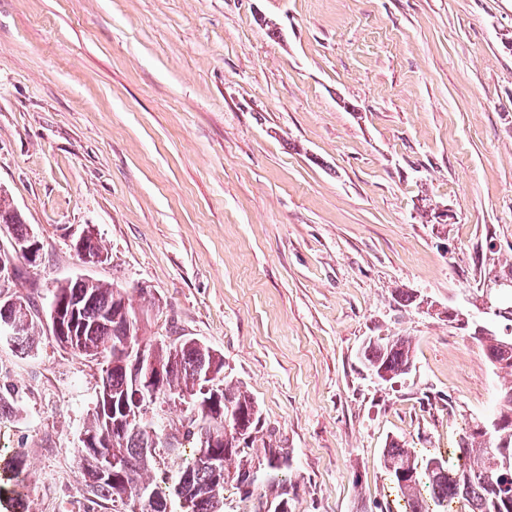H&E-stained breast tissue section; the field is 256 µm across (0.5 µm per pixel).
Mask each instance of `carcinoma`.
<instances>
[{"mask_svg":"<svg viewBox=\"0 0 512 512\" xmlns=\"http://www.w3.org/2000/svg\"><path fill=\"white\" fill-rule=\"evenodd\" d=\"M10 219L13 224L12 237L22 239L28 236L30 227L22 215L6 199L0 197V220ZM66 295L79 304L82 313V337L84 344L102 349L106 369L99 384L96 401L83 435L92 438L96 447L82 444L77 448L78 465L81 472V486L88 502L112 503L113 512H129L124 496L135 497L146 503L155 499L156 508L146 512H170L168 501L175 495L177 487L190 483L199 489L193 497L192 506L185 512H224V476L216 473L211 465L198 455L186 462L179 471L177 481L162 486L148 478L161 461L179 454L182 437L200 441L204 435L224 434V423L218 412L204 404L203 387L209 383L204 371L223 354L199 343L193 338L178 336L169 342L146 343L144 354L168 367L164 392L160 396L143 400L142 405L151 410L150 420L130 424L123 434L113 435L109 412L125 402L133 406V387L136 370L132 364L114 365L109 360L111 344L123 339L139 346L140 319L134 307H129L132 321L113 306L115 288L99 280L77 278L59 283L53 297ZM10 318L22 324V334L16 337L12 346L16 352L25 355L32 351L35 341V327L40 322L39 310L33 301H28L25 310H13L0 303V322ZM488 363L496 369L512 373V338L499 334L483 335L478 338ZM364 364L375 371H381L394 380L408 373L413 364L410 345L403 337L394 336L383 342L368 343L362 354ZM215 386L223 387L221 395L235 407L247 412L243 444L231 440L220 444L219 454L224 448L232 447L231 458H238L242 451L254 442L255 434L262 428L261 414L253 398L241 386L226 380L224 371H219ZM177 408L178 421L168 418V412ZM494 417L512 418V384L503 385L498 393ZM459 456L455 468L436 456L427 458L424 476H417V459L409 449L397 441L384 449L385 466L398 486L406 492L407 512H436L450 499L464 503L467 512H509L503 500L504 489L497 481L499 474L512 475V433L506 437L487 436L467 430L458 448ZM269 481L279 479L288 457L277 455V449L266 450ZM119 456L125 460L121 470L122 479L100 478L95 474L98 457ZM25 463L19 453H14L0 468L4 482L0 483V500L5 499L12 512H26L21 487V475Z\"/></svg>","mask_w":512,"mask_h":512,"instance_id":"1","label":"carcinoma"}]
</instances>
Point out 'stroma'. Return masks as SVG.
Returning a JSON list of instances; mask_svg holds the SVG:
<instances>
[{"mask_svg": "<svg viewBox=\"0 0 512 512\" xmlns=\"http://www.w3.org/2000/svg\"><path fill=\"white\" fill-rule=\"evenodd\" d=\"M0 192L42 246L13 290L114 283L144 340L223 354L263 419L254 494L227 481L224 512H404L387 445L452 460L512 381L393 300L472 311L512 268V0H0ZM88 230L104 263L76 254ZM391 336L414 363L384 382L362 350ZM101 369L44 330L0 342L28 512H84Z\"/></svg>", "mask_w": 512, "mask_h": 512, "instance_id": "obj_1", "label": "stroma"}]
</instances>
